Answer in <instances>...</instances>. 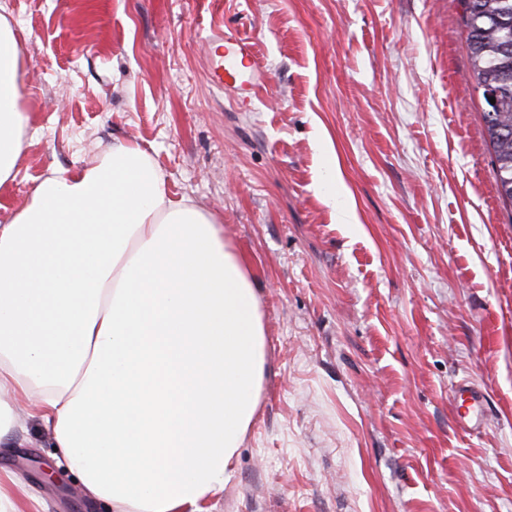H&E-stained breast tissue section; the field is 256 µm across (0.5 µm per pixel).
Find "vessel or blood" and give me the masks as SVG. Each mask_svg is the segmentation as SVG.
Instances as JSON below:
<instances>
[{"label": "vessel or blood", "mask_w": 512, "mask_h": 512, "mask_svg": "<svg viewBox=\"0 0 512 512\" xmlns=\"http://www.w3.org/2000/svg\"><path fill=\"white\" fill-rule=\"evenodd\" d=\"M205 42L212 86L232 90L241 106L250 107L264 72L253 43L219 27L210 29ZM455 391L461 408L458 425L472 432L480 431L485 424L483 393L465 380L456 385Z\"/></svg>", "instance_id": "obj_1"}]
</instances>
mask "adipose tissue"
I'll use <instances>...</instances> for the list:
<instances>
[{
  "mask_svg": "<svg viewBox=\"0 0 512 512\" xmlns=\"http://www.w3.org/2000/svg\"><path fill=\"white\" fill-rule=\"evenodd\" d=\"M22 100L0 15V187L27 145ZM265 373L247 260L139 144L40 178L0 224V444L39 422L106 512H209Z\"/></svg>",
  "mask_w": 512,
  "mask_h": 512,
  "instance_id": "1",
  "label": "adipose tissue"
}]
</instances>
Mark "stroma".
I'll use <instances>...</instances> for the list:
<instances>
[{
  "label": "stroma",
  "instance_id": "obj_1",
  "mask_svg": "<svg viewBox=\"0 0 512 512\" xmlns=\"http://www.w3.org/2000/svg\"><path fill=\"white\" fill-rule=\"evenodd\" d=\"M36 179L135 142L218 214L260 291L267 378L212 512H512V210L459 0H0ZM254 43L252 111L207 75L210 28ZM337 162L355 224L339 223ZM479 387L486 422L455 421ZM29 423L0 447L46 512H102ZM456 399L458 400V409L464 411L457 412L458 425L471 432L480 431L485 424L484 395L467 380L460 381L456 387Z\"/></svg>",
  "mask_w": 512,
  "mask_h": 512
}]
</instances>
